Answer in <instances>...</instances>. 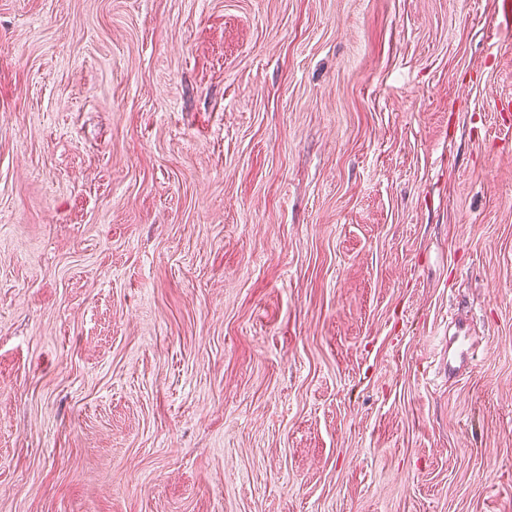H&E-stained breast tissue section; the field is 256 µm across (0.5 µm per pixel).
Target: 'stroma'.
I'll return each instance as SVG.
<instances>
[{"mask_svg": "<svg viewBox=\"0 0 512 512\" xmlns=\"http://www.w3.org/2000/svg\"><path fill=\"white\" fill-rule=\"evenodd\" d=\"M494 2L0 0V512H512ZM474 339L470 326L463 318L448 323V377H460L476 365Z\"/></svg>", "mask_w": 512, "mask_h": 512, "instance_id": "1", "label": "stroma"}]
</instances>
